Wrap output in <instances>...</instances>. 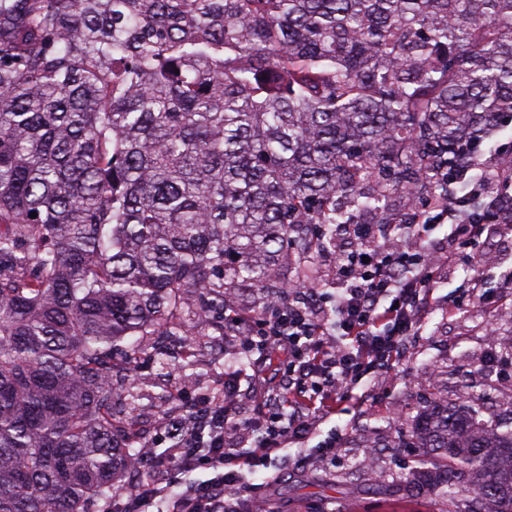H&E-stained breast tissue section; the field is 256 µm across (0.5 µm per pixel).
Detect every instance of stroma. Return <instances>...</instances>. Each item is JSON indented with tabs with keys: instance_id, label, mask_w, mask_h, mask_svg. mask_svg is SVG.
<instances>
[{
	"instance_id": "35a3bbf8",
	"label": "stroma",
	"mask_w": 512,
	"mask_h": 512,
	"mask_svg": "<svg viewBox=\"0 0 512 512\" xmlns=\"http://www.w3.org/2000/svg\"><path fill=\"white\" fill-rule=\"evenodd\" d=\"M478 247L485 257L481 278H474L463 257L443 261L432 305L401 371L389 380L375 379L363 406L321 424L320 437L334 429L343 433L335 458L313 447H289V463L258 468L254 479L263 490L246 496V512H443L440 492L411 493L401 485L415 454L409 446L412 418L436 402L477 410L497 431H512V376L492 364L512 346V290L501 285L502 273L512 269V231L494 230ZM474 290L484 301L471 299ZM463 297L467 305L449 311V302ZM186 347L193 352L187 368L180 359ZM170 351L174 358L167 369L153 357H141L131 385L113 398L114 411L130 418L141 441L154 439L168 419L182 413L178 391L222 390L225 374L234 371L241 375L240 407L253 408L252 370L233 363L211 324L174 337ZM413 370L434 372V387L415 385Z\"/></svg>"
}]
</instances>
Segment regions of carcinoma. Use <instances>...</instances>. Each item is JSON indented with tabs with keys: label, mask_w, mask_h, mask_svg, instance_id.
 <instances>
[{
	"label": "carcinoma",
	"mask_w": 512,
	"mask_h": 512,
	"mask_svg": "<svg viewBox=\"0 0 512 512\" xmlns=\"http://www.w3.org/2000/svg\"><path fill=\"white\" fill-rule=\"evenodd\" d=\"M504 117L512 0H0V512H106L113 394L190 293L224 330L336 225L448 201ZM411 432L407 486L512 512V432Z\"/></svg>",
	"instance_id": "cac0c4a2"
}]
</instances>
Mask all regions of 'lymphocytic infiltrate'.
Returning <instances> with one entry per match:
<instances>
[{
    "label": "lymphocytic infiltrate",
    "instance_id": "f902f5d3",
    "mask_svg": "<svg viewBox=\"0 0 512 512\" xmlns=\"http://www.w3.org/2000/svg\"><path fill=\"white\" fill-rule=\"evenodd\" d=\"M466 199L452 195L446 209L418 210L395 246H378L380 225H345L356 248L336 262L338 291L295 287L257 314L225 315L232 346L255 356L257 413L238 410L232 374L221 394L185 396L183 414L167 424L147 459L155 479L136 486L120 512H241L255 467L277 466L281 450L312 439L337 407L363 404V379L388 377L402 363L431 304L440 268L422 245L434 225L448 221L454 251L477 272L479 239L512 223V211L493 206L481 217ZM200 468L212 477L175 484V475Z\"/></svg>",
    "mask_w": 512,
    "mask_h": 512
}]
</instances>
